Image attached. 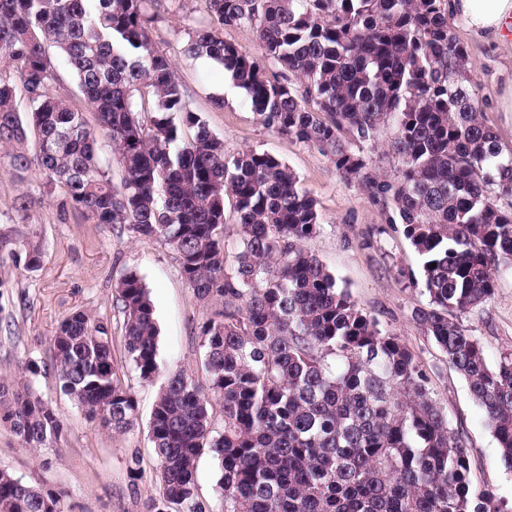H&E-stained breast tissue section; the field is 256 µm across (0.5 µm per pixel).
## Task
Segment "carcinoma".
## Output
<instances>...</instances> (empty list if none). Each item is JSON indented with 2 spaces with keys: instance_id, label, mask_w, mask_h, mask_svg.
Listing matches in <instances>:
<instances>
[{
  "instance_id": "1",
  "label": "carcinoma",
  "mask_w": 512,
  "mask_h": 512,
  "mask_svg": "<svg viewBox=\"0 0 512 512\" xmlns=\"http://www.w3.org/2000/svg\"><path fill=\"white\" fill-rule=\"evenodd\" d=\"M159 0H0V148L13 174L32 168L94 224L158 240L207 315L199 326L206 385L169 374L149 432L160 474L148 512H205L196 462L218 464L224 512H506L474 483L464 435L452 427L415 354L337 285L308 248L317 203L268 153L226 159L191 109L151 26ZM210 25L184 55L207 56L243 89L261 123L328 155L336 171L383 200L422 259L428 304L413 319L465 378L512 470V353L491 365L458 315L487 302L499 262L512 261V155L462 77L467 54L442 0H209ZM256 28L264 58L218 30ZM66 73L95 108L97 127L52 92ZM23 90L27 109L19 110ZM400 176L378 179L363 149L381 126ZM109 140L116 185L97 151ZM238 250L225 259V199ZM33 271L38 245L22 253ZM126 361L143 382L159 371L149 293L131 271L117 283ZM50 368L91 420L131 430L138 405L112 355V324L77 310L60 321ZM221 418H215L213 404ZM27 448L64 422L30 380L0 381V424ZM0 512H61L59 493L0 470Z\"/></svg>"
}]
</instances>
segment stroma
<instances>
[{"mask_svg": "<svg viewBox=\"0 0 512 512\" xmlns=\"http://www.w3.org/2000/svg\"><path fill=\"white\" fill-rule=\"evenodd\" d=\"M208 19V0H161L152 25L155 47L173 62L193 110L223 141L226 157L247 150L265 152L297 174L300 187L316 199L320 213L321 229L308 249L381 330L400 336L416 354L449 423L464 432L475 481L512 507V472L500 461L498 443L482 409L463 377L412 318L414 310L427 303L406 278L418 270L419 255L402 234L387 231L381 200L343 179L318 149L264 127L245 92L220 67L207 68L184 55L190 33ZM448 24L468 52L469 89L500 147L512 153V112L498 106L512 78V46L475 41L456 18H449ZM217 96L223 97V105L214 104ZM23 195L32 203L20 211L15 201ZM0 233L18 244L36 243L42 252V264L32 272L11 257L0 260V280L7 283L0 293V377L23 381L25 362L47 360L58 323L76 310L111 320L112 354L123 360V318L114 305V287L130 271L142 278L153 304L160 363L159 373L149 383L140 381L135 371H126L124 382L136 397L138 420L121 435L88 419L61 392L53 372L39 376L38 386L63 419L64 433L55 447L34 451L0 425V469L56 489L63 512H146L157 489L149 438L151 412L171 371L184 368L203 379L199 325L205 308L182 279L171 248L153 239L116 238L111 228L92 223L65 205L60 193L47 191L38 171L14 177L8 157L1 152ZM458 319L480 340L489 363L512 352V264L501 265L491 299ZM134 456L141 473L136 481L129 470Z\"/></svg>", "mask_w": 512, "mask_h": 512, "instance_id": "obj_1", "label": "stroma"}]
</instances>
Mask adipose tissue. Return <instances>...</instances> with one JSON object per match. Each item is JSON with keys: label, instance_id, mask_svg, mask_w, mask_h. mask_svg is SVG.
Wrapping results in <instances>:
<instances>
[{"label": "adipose tissue", "instance_id": "obj_1", "mask_svg": "<svg viewBox=\"0 0 512 512\" xmlns=\"http://www.w3.org/2000/svg\"><path fill=\"white\" fill-rule=\"evenodd\" d=\"M448 11L475 40L501 45L512 39V0H448Z\"/></svg>", "mask_w": 512, "mask_h": 512}]
</instances>
